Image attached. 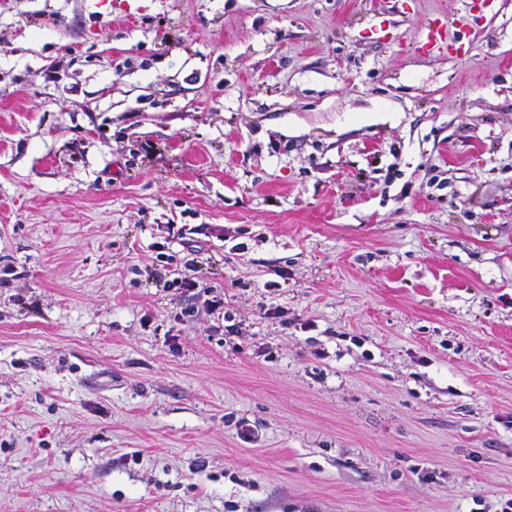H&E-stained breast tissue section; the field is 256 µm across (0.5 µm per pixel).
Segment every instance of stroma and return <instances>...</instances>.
Returning <instances> with one entry per match:
<instances>
[{
    "instance_id": "35a3bbf8",
    "label": "stroma",
    "mask_w": 512,
    "mask_h": 512,
    "mask_svg": "<svg viewBox=\"0 0 512 512\" xmlns=\"http://www.w3.org/2000/svg\"><path fill=\"white\" fill-rule=\"evenodd\" d=\"M466 2L0 0V512H501L512 0Z\"/></svg>"
}]
</instances>
